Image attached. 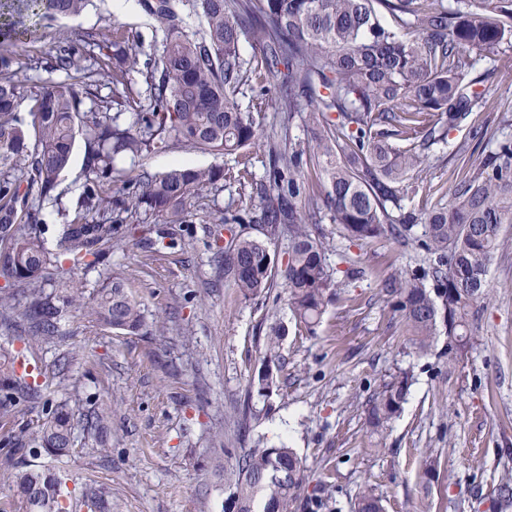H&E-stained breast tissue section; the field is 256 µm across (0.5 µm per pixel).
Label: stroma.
<instances>
[{"label":"stroma","mask_w":512,"mask_h":512,"mask_svg":"<svg viewBox=\"0 0 512 512\" xmlns=\"http://www.w3.org/2000/svg\"><path fill=\"white\" fill-rule=\"evenodd\" d=\"M139 59L161 53L164 34L143 10L124 18ZM51 38L13 45L32 83L61 81L48 72ZM494 103L477 116L500 129L512 109V49L491 54ZM482 157L468 128L450 131L430 152L424 188L409 206L425 211L447 203L458 171ZM186 158L198 168L235 167L233 155L181 148L126 163L131 173H162ZM84 146L51 200L38 231L74 287L84 292L59 324V340L25 348L14 326L0 323V355L26 350L43 382L42 405L0 417V454L19 423L37 426L48 405L67 404L77 417L112 412V460L100 466L76 430L68 456L55 466L74 494L89 486L112 494V512H228L238 462L256 445L293 448L305 466L295 512H352L371 489L386 512H512L499 486L512 481V224L501 227L504 247L488 272L490 291L478 304L472 345L449 353L448 336L420 351L401 312L382 292L391 275L410 277L428 264L411 242L390 238L349 242L330 223L313 226L334 269L332 300L321 322L306 330L293 316L283 287L243 298L217 259L223 244L209 212L234 208L237 185L206 188L191 202L185 224L141 217L120 247L94 266H72L59 252L64 224L78 210L85 183ZM120 278L139 302L143 327L122 334L94 321L89 300ZM285 330L283 384L268 398L249 397V382L265 365L270 326ZM69 361L59 375V358ZM411 377L401 412L385 427L367 423V404L392 377ZM321 501L312 510V501Z\"/></svg>","instance_id":"stroma-1"}]
</instances>
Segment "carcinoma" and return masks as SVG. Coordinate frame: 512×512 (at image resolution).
I'll list each match as a JSON object with an SVG mask.
<instances>
[{"label": "carcinoma", "mask_w": 512, "mask_h": 512, "mask_svg": "<svg viewBox=\"0 0 512 512\" xmlns=\"http://www.w3.org/2000/svg\"><path fill=\"white\" fill-rule=\"evenodd\" d=\"M93 0H0V44L38 36L34 16L48 28L81 15ZM146 14L164 33L161 53L136 69L130 40L113 30L112 45L90 31L82 41L103 54L94 57L70 40L52 47L47 69L68 80L25 87L15 55L0 52V275L24 285L27 306L21 318L30 337H58L64 309L82 292L45 293L50 257L41 232L23 224L39 222L33 194L48 196L71 162L76 137L85 144L86 185L80 210L63 226L60 246L79 263L119 244V226L137 215L167 224L188 222L187 204L218 182L240 187L231 216L209 215L210 224H263L275 235L288 225L291 242L284 268L276 266L267 242L257 237L231 240L224 267L235 288L250 298L283 280L292 311L308 328L320 323L330 301L332 273L325 248L309 231L323 217L340 226L344 238L367 242L392 237L415 240L433 257L426 275L391 276L383 292L402 313L409 335L422 351L437 327L448 330V348L471 346L473 309L487 296L488 267L501 246L500 229L512 224V136L483 142L485 130L475 108L491 97L478 62L502 47L512 48V0H141ZM256 42L260 64L245 58L241 37ZM283 69H278V66ZM137 71L144 98L132 95L128 76ZM114 86L112 101L83 108L101 79ZM255 94L260 103L299 117L313 145L275 144L264 139L262 122L238 96ZM32 101V128L18 107ZM139 109L136 120L120 123L111 105ZM470 125L477 144L489 145L481 161L462 170L448 204L418 213L402 205L419 188L425 151L448 133ZM181 145L216 154L244 149L267 152L266 179L255 181L248 168L200 169L174 165L160 175L125 178L117 161L141 158ZM316 166L324 190L306 192L305 166ZM259 204H254L255 199ZM421 235H416L417 227ZM91 314L121 333L142 325L140 304L123 281L99 290ZM15 319L13 295L0 290V320ZM282 332L265 339L266 357L280 360ZM272 369L253 378L250 392L266 398L278 390ZM408 390L403 376L386 382L369 400L368 418L378 429L401 410ZM37 376L21 373L14 358L0 360V415L41 399ZM110 415L98 409L82 419L95 442L89 453L109 460L112 449L101 437ZM74 415L64 404L47 412L37 427L21 425L12 448L0 458L11 472L23 512H68L66 481L50 464L28 459L67 455L74 442ZM304 465L285 444L251 448L239 464L229 512H292L300 499ZM88 512H112V496L102 488L86 491ZM355 512H385L382 497L366 489Z\"/></svg>", "instance_id": "1"}]
</instances>
